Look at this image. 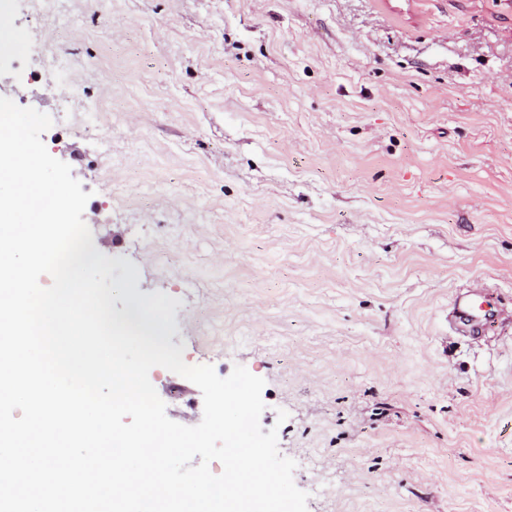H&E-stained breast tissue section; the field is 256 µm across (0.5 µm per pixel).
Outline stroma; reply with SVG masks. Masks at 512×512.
Instances as JSON below:
<instances>
[{"label": "stroma", "instance_id": "1", "mask_svg": "<svg viewBox=\"0 0 512 512\" xmlns=\"http://www.w3.org/2000/svg\"><path fill=\"white\" fill-rule=\"evenodd\" d=\"M8 15L0 97L51 117L95 248L179 299L185 363L265 380L308 512H512V0ZM476 278L497 327L469 336ZM149 380L201 421L195 384Z\"/></svg>", "mask_w": 512, "mask_h": 512}]
</instances>
